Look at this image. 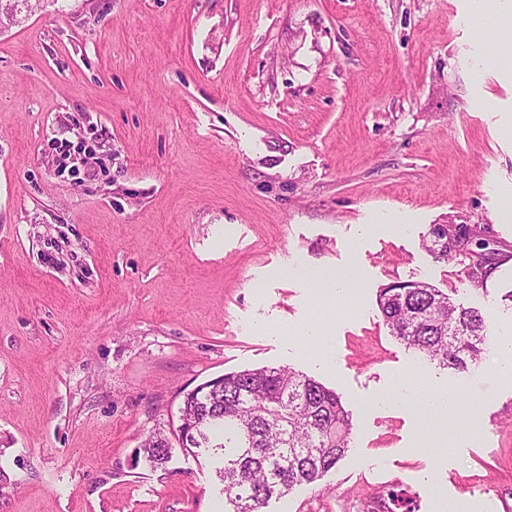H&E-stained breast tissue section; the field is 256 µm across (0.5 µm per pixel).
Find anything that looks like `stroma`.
<instances>
[{
    "label": "stroma",
    "instance_id": "1",
    "mask_svg": "<svg viewBox=\"0 0 512 512\" xmlns=\"http://www.w3.org/2000/svg\"><path fill=\"white\" fill-rule=\"evenodd\" d=\"M479 0H41L0 29V512H228L219 460L142 445L185 394L286 367L350 448L266 512H512V381L408 349L377 299L425 282L512 334V20ZM493 273L431 252L439 226ZM360 271L323 306L295 267ZM328 348L303 334L313 319ZM459 387L433 416L378 397ZM471 438L455 444L458 429ZM481 24L490 32L498 30L501 23L512 15V2L510 0H482ZM144 452L153 467L165 464L172 453V445L167 437L159 433L150 435L143 444ZM404 493L401 491H396L394 489L389 490L387 494H382L377 497L376 501L373 502V506L369 505L367 508H364L363 511L366 512H395L390 509L391 503H398V506L402 508V512H415L412 507L411 500L409 498L403 497Z\"/></svg>",
    "mask_w": 512,
    "mask_h": 512
}]
</instances>
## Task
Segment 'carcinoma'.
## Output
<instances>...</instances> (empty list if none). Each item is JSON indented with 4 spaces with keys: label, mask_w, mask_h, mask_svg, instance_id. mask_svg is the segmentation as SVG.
<instances>
[{
    "label": "carcinoma",
    "mask_w": 512,
    "mask_h": 512,
    "mask_svg": "<svg viewBox=\"0 0 512 512\" xmlns=\"http://www.w3.org/2000/svg\"><path fill=\"white\" fill-rule=\"evenodd\" d=\"M379 308L393 336L450 369H469L488 347L480 312L454 304L426 283L383 289ZM182 408L195 443L181 450L220 454L219 477L232 512H260L295 487L315 484L349 449V416L339 394L289 368L226 373L186 393ZM143 448L155 467L172 453L160 433L150 435ZM395 502L402 512H415L411 500L394 489L365 512H394Z\"/></svg>",
    "instance_id": "1"
}]
</instances>
